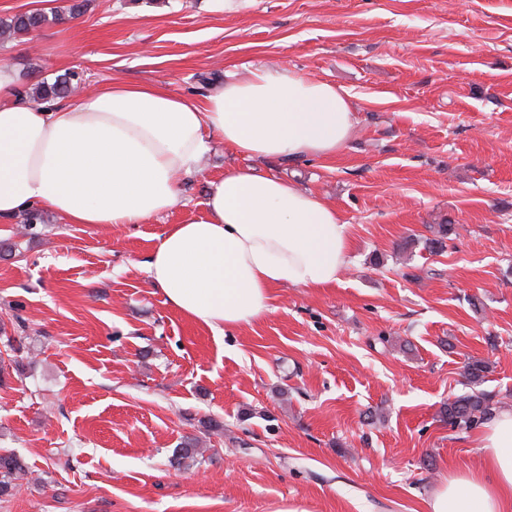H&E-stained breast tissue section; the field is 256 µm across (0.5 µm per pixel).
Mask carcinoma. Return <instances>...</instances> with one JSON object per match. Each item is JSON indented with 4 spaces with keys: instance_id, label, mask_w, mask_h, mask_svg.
<instances>
[{
    "instance_id": "1",
    "label": "carcinoma",
    "mask_w": 512,
    "mask_h": 512,
    "mask_svg": "<svg viewBox=\"0 0 512 512\" xmlns=\"http://www.w3.org/2000/svg\"><path fill=\"white\" fill-rule=\"evenodd\" d=\"M63 14H54L49 17L41 12H30L15 15L11 18H0V40H11L19 36L29 35L49 23L62 21ZM82 83L77 72H68L57 78L53 83L42 82L35 87L33 99L36 101H51L70 96ZM431 236L424 239V249L430 252H439L446 246L448 235L452 232V225L438 224L430 227ZM490 366L482 360H472L465 366L464 377L470 391L456 395L445 403L440 416L453 430L467 431L492 418L501 401L496 395L479 389ZM196 438H186L173 450L170 462L180 465L193 461L201 454ZM26 474V466L22 459L13 453H0V500L14 495L17 487L16 480Z\"/></svg>"
}]
</instances>
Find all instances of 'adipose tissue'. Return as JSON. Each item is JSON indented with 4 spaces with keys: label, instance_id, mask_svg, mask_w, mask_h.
I'll return each instance as SVG.
<instances>
[{
    "label": "adipose tissue",
    "instance_id": "1",
    "mask_svg": "<svg viewBox=\"0 0 512 512\" xmlns=\"http://www.w3.org/2000/svg\"><path fill=\"white\" fill-rule=\"evenodd\" d=\"M354 130L347 90L278 66L228 70L204 100L113 81L71 103L15 94L0 64V218L40 209L66 224H146L179 205L214 141L251 159L330 158ZM349 226L295 181L250 166L212 181L201 215L170 225L145 264L151 287L223 336L263 318L277 288H327ZM480 462L444 475L427 512H512V409L479 429Z\"/></svg>",
    "mask_w": 512,
    "mask_h": 512
}]
</instances>
